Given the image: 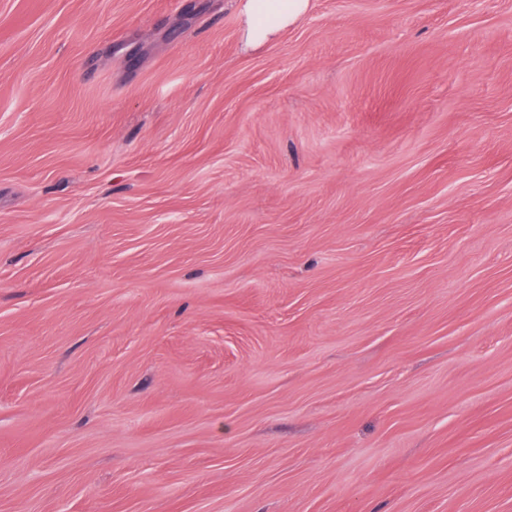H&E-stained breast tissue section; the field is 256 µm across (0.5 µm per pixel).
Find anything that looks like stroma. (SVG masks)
<instances>
[{"mask_svg": "<svg viewBox=\"0 0 512 512\" xmlns=\"http://www.w3.org/2000/svg\"><path fill=\"white\" fill-rule=\"evenodd\" d=\"M0 0V512H512V0ZM308 7L309 0H246L243 13L247 41L258 43L267 40L302 16Z\"/></svg>", "mask_w": 512, "mask_h": 512, "instance_id": "stroma-1", "label": "stroma"}]
</instances>
